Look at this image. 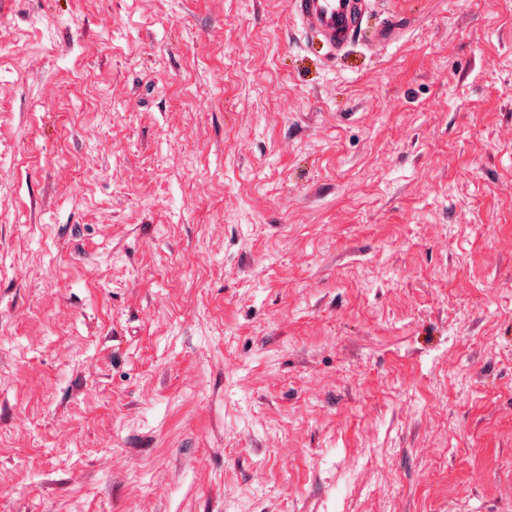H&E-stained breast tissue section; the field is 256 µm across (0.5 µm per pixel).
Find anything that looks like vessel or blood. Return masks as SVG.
Masks as SVG:
<instances>
[{
	"instance_id": "vessel-or-blood-1",
	"label": "vessel or blood",
	"mask_w": 512,
	"mask_h": 512,
	"mask_svg": "<svg viewBox=\"0 0 512 512\" xmlns=\"http://www.w3.org/2000/svg\"><path fill=\"white\" fill-rule=\"evenodd\" d=\"M294 13L304 30L319 39L327 53H345L358 37L371 43L393 38L397 28L387 23L374 30L363 25L369 0H293Z\"/></svg>"
}]
</instances>
